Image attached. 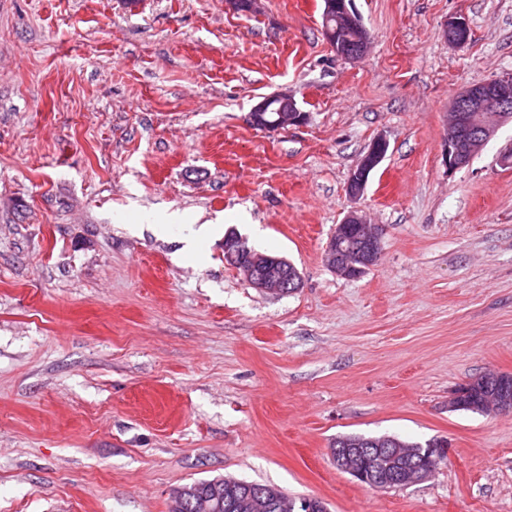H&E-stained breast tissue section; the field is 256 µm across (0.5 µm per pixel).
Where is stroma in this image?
I'll return each mask as SVG.
<instances>
[{
	"instance_id": "35a3bbf8",
	"label": "stroma",
	"mask_w": 512,
	"mask_h": 512,
	"mask_svg": "<svg viewBox=\"0 0 512 512\" xmlns=\"http://www.w3.org/2000/svg\"><path fill=\"white\" fill-rule=\"evenodd\" d=\"M353 4L348 61L323 0H0V512H168L224 477L327 512H512V414L448 409L512 374V122L442 160L453 96L512 75V0ZM288 91L304 124L249 123ZM353 209L383 240L349 280L325 249ZM172 211L214 224L199 256L147 222ZM231 231L300 288L250 287ZM384 434L448 457L383 490L337 469V437ZM322 14V33L326 42L345 60H357L367 50L368 32L360 16L352 9V0H325ZM336 15V27H330L328 20ZM345 34H352L349 37ZM470 33L467 21L460 17L449 18L444 28V34L448 42L458 48L468 45ZM388 149L389 143L386 138L380 136L373 140L347 180L346 193L350 198L357 199L364 194L369 175L385 159ZM465 384L459 385L453 394H459L454 402L448 403L451 411L492 414L487 407L490 396L498 395L512 401V374L489 373L477 375Z\"/></svg>"
}]
</instances>
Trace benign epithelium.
<instances>
[{
    "label": "benign epithelium",
    "mask_w": 512,
    "mask_h": 512,
    "mask_svg": "<svg viewBox=\"0 0 512 512\" xmlns=\"http://www.w3.org/2000/svg\"><path fill=\"white\" fill-rule=\"evenodd\" d=\"M351 4L352 0H325L323 18L326 21L336 18V26L332 28L326 24L322 27V33L337 56L353 61L366 52L369 35ZM444 34L450 44L463 48L469 43L470 27L465 19L452 17L445 25ZM248 119L254 127L277 132L304 123L306 113L300 111L292 94L279 92L263 97L252 108ZM511 121V75L462 88L449 106L444 151L447 169L468 165L496 131ZM388 149L386 138L380 136L373 140L347 180L346 193L350 198L357 199L364 194L369 175L385 159ZM343 223L355 225V233L349 237L343 234L341 227H336V233L326 248V262L336 275L354 279L377 263L382 251L383 230L369 223L357 210L350 211ZM224 259L243 273L251 287L261 292L282 296L288 294L290 288H300V284L289 275V262L286 259L244 247V239L235 233L224 237ZM397 452L396 448L386 447L331 449L333 460L340 470L369 487L383 489L405 481V471L391 467L390 460ZM447 455L446 442L426 449L427 463L416 468L412 480L420 482L428 479L434 472V465ZM221 505L222 496L216 484L213 491L201 494L196 502L198 512H220Z\"/></svg>",
    "instance_id": "benign-epithelium-1"
}]
</instances>
